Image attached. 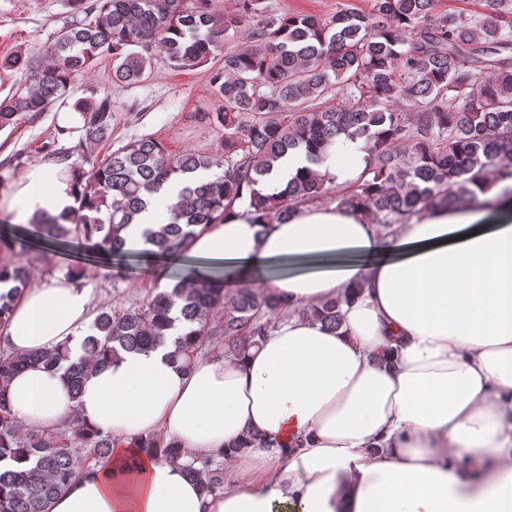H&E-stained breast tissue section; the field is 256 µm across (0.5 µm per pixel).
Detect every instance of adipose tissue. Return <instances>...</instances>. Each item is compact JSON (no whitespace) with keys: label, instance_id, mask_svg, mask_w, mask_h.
<instances>
[{"label":"adipose tissue","instance_id":"1","mask_svg":"<svg viewBox=\"0 0 512 512\" xmlns=\"http://www.w3.org/2000/svg\"><path fill=\"white\" fill-rule=\"evenodd\" d=\"M363 140L341 141L321 171L356 182ZM172 174L125 234L168 223L185 186ZM505 182L379 234L361 214L305 205L287 223L260 224L235 206L188 247L211 276L249 278L275 263L314 262L268 287L285 315L259 347L185 364L173 338L123 352L85 375L71 395L62 372L32 366L4 390L26 428L51 432L71 419L108 433L103 464L77 475L49 512H512V198ZM73 177L29 167L0 194V215L27 222L73 206ZM502 223L485 226L490 214ZM346 296L332 332L304 307ZM95 317L74 279L29 286L0 345L13 353L68 346L79 353ZM196 454L224 452V492L208 494L182 463L146 453L155 437ZM487 455L478 476L456 456Z\"/></svg>","mask_w":512,"mask_h":512}]
</instances>
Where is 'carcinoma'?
I'll return each mask as SVG.
<instances>
[{
    "mask_svg": "<svg viewBox=\"0 0 512 512\" xmlns=\"http://www.w3.org/2000/svg\"><path fill=\"white\" fill-rule=\"evenodd\" d=\"M480 10L441 9L440 0H370V9L342 8L336 15L277 12L266 0H236L232 12L214 0H72L83 18L60 29L49 46L51 63L35 66L17 53L0 62L28 74L25 92L0 101V130L23 112L68 104L73 78L97 60L112 57V83L142 81L153 60L176 69L209 62L210 83L224 108L215 113L224 129L219 152L171 154L158 139L143 136L112 151L85 171L75 154L112 137L110 97L79 98L71 108L82 118L71 148L46 146L47 160L64 164L86 182L77 200L59 215L42 211L29 220L51 242L75 239L107 257H180L197 228L224 221L234 206L247 205L262 224H283L304 203L329 191L307 169L285 187L269 191L273 164L302 149L320 165L342 138L364 140L368 166L361 182L336 190L337 204L362 212L388 233L395 224L473 198L472 185L488 175L512 180V0H480ZM253 45L225 46L229 32ZM336 93L335 107L314 101ZM223 168L214 179L185 186L169 223L142 232L151 248H126L121 232L161 190L170 175ZM195 269L163 275L173 282L145 302L114 309L104 305L89 326L81 354L0 350V512H49L75 473L109 457L112 437L74 421L53 433L25 429L11 413L3 387L30 364L62 370L73 396L85 372L121 351L155 346L164 330L190 327L175 339L176 353L191 363L220 345L237 357L256 345L285 303L270 289L235 287L194 277ZM0 330L13 301L30 284L20 260L0 262ZM328 329L342 326L341 300L303 308ZM169 461L184 460L188 477L206 493L224 490V453L196 456L171 441L149 447Z\"/></svg>",
    "mask_w": 512,
    "mask_h": 512,
    "instance_id": "cac0c4a2",
    "label": "carcinoma"
}]
</instances>
